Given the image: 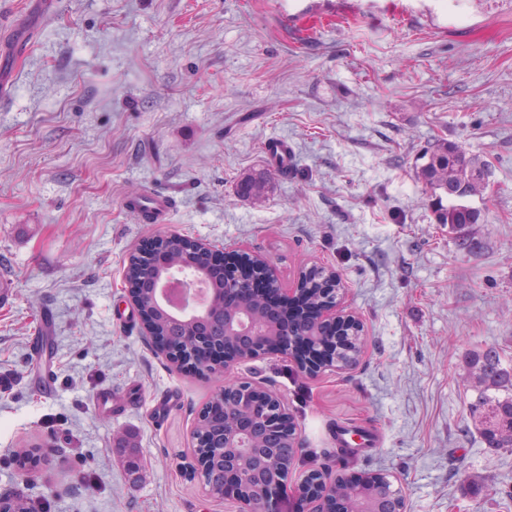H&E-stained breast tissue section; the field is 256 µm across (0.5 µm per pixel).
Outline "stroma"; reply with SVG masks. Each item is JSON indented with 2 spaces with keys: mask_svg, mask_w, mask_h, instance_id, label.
Instances as JSON below:
<instances>
[{
  "mask_svg": "<svg viewBox=\"0 0 512 512\" xmlns=\"http://www.w3.org/2000/svg\"><path fill=\"white\" fill-rule=\"evenodd\" d=\"M48 2L38 20L0 0V41L21 44L0 54V494L39 512H238L188 467L199 411L244 380L288 405L292 482L380 472L404 512H512V448L482 442L465 364L488 346L512 359V0ZM270 138L288 171L245 201ZM438 139L489 165L462 230L414 177ZM137 193L171 196L167 223L126 210ZM171 232L247 246L288 284L338 271L358 364L175 370L124 302L129 252ZM46 439L24 477L21 449ZM268 185L269 179L265 173H251L237 185V195L247 200H259L264 196Z\"/></svg>",
  "mask_w": 512,
  "mask_h": 512,
  "instance_id": "stroma-1",
  "label": "stroma"
}]
</instances>
